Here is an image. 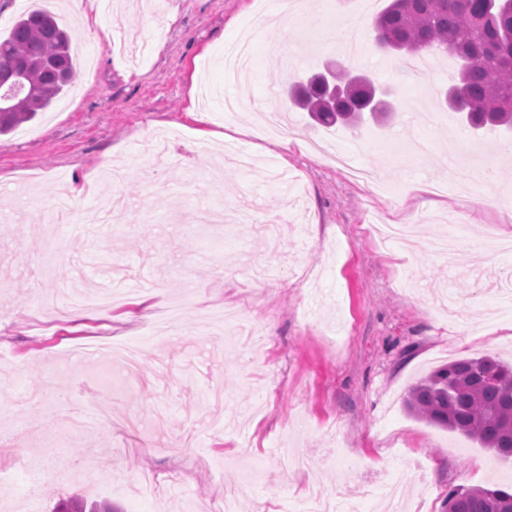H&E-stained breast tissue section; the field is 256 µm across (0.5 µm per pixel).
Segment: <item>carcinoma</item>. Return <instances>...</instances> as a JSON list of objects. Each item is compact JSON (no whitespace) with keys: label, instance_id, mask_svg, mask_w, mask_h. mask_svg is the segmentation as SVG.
I'll list each match as a JSON object with an SVG mask.
<instances>
[{"label":"carcinoma","instance_id":"obj_1","mask_svg":"<svg viewBox=\"0 0 512 512\" xmlns=\"http://www.w3.org/2000/svg\"><path fill=\"white\" fill-rule=\"evenodd\" d=\"M373 28L385 52L417 58L428 48L435 57L460 62L445 101L473 130L512 128V0H390ZM10 62L23 67V79L0 86L7 108L0 112V134L48 109L75 78L70 35L46 11L23 15L0 40V65ZM288 100L326 127L389 116L372 79L342 63L290 83ZM404 405L421 420L512 458V366L490 356L450 362L411 386ZM56 512L119 510L109 502L72 498ZM446 512H512V489L453 490Z\"/></svg>","mask_w":512,"mask_h":512}]
</instances>
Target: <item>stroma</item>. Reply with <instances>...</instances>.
Instances as JSON below:
<instances>
[{"label":"stroma","mask_w":512,"mask_h":512,"mask_svg":"<svg viewBox=\"0 0 512 512\" xmlns=\"http://www.w3.org/2000/svg\"><path fill=\"white\" fill-rule=\"evenodd\" d=\"M288 23L257 34L301 48L294 70L257 53L247 81L224 77V51L275 0H98L105 35L89 33L55 0L72 37L76 77L38 118L0 136V479L19 485V457L41 476L37 503L12 492V512H52L73 494L130 512L139 477L176 482L183 512H217L236 492L243 512H304L311 495L378 512L364 487L406 464L424 472L401 487L406 512H444L457 488L512 487L505 461L459 433L412 417L411 384L443 364L490 354L512 363V337L493 312L512 281V255L488 236H512V158L481 156L512 131L474 136L439 105L457 60L437 58L401 79L369 32L387 0H298ZM355 25L351 60L396 103L395 119L356 129L317 126L281 111L286 79L336 59L318 35L325 19ZM228 98L257 103L228 114ZM298 147L279 145L283 131ZM91 194L56 214L66 243L54 279L42 278V210L59 183ZM223 198L250 213L209 239L193 210ZM453 263L429 244L449 225ZM84 268V288L147 275L106 317L35 305L38 289ZM183 306L171 333L167 302ZM241 311L225 354L221 307ZM105 409L69 436L61 416ZM169 409L164 429L151 411ZM306 461L286 473L279 447Z\"/></svg>","instance_id":"1"}]
</instances>
